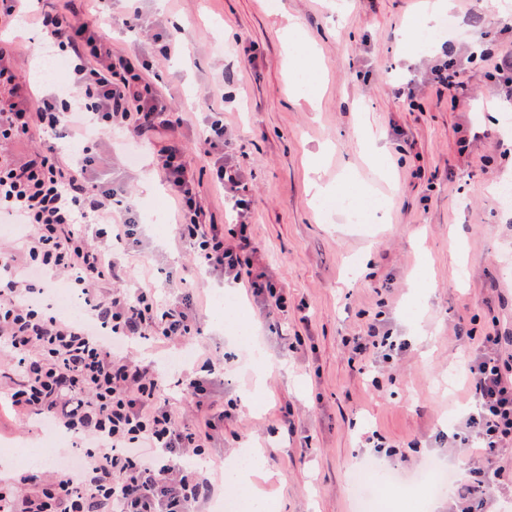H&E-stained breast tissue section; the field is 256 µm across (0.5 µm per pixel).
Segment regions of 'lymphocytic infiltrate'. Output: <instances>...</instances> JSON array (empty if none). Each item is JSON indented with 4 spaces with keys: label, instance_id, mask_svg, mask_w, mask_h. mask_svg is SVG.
<instances>
[{
    "label": "lymphocytic infiltrate",
    "instance_id": "lymphocytic-infiltrate-1",
    "mask_svg": "<svg viewBox=\"0 0 512 512\" xmlns=\"http://www.w3.org/2000/svg\"><path fill=\"white\" fill-rule=\"evenodd\" d=\"M34 2L0 0V25L21 18L36 26L65 60L67 86L35 96L16 74L17 47L0 37V223L21 228L15 244L0 250V350L16 374L6 388L13 409L78 435L84 460L77 471L24 476L20 490L0 486V512H203L218 486L199 463L215 432L239 419L240 409L232 402L213 406L208 385L216 366L207 359L175 382L208 411L205 422H189L166 394L157 361L129 356L132 345L184 343L200 328L192 295L160 297L136 285L114 256L116 246H137L139 218L125 189L101 178L99 140L118 132L133 144L157 145L176 208L173 235L194 266L249 288L277 316L288 314V290L255 269L254 199L226 152L223 124L205 132L207 173L184 161L183 115L155 80L157 61L188 53V42L176 32H153L142 0H124L117 17L110 0H97L91 15L77 0H57L52 11ZM114 25L143 34L155 46L153 60L113 53L105 30ZM35 132L38 143L16 154L15 145ZM63 139L70 153H62ZM207 181L222 188L233 223H217L204 204ZM46 280L81 299V317L55 309ZM475 344L474 405L463 428L478 461L467 478L455 479L448 498L483 504L512 442V336L492 327Z\"/></svg>",
    "mask_w": 512,
    "mask_h": 512
}]
</instances>
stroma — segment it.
Wrapping results in <instances>:
<instances>
[{"mask_svg": "<svg viewBox=\"0 0 512 512\" xmlns=\"http://www.w3.org/2000/svg\"><path fill=\"white\" fill-rule=\"evenodd\" d=\"M469 0H451L456 20L446 37L457 48L464 93L437 85L433 47L407 46L414 21L408 0H145L149 20L179 27L190 52L162 69L159 87L186 121L184 160L207 163L202 131L215 115L244 169L256 200L252 232L261 248L258 270L282 280L293 307L287 320L265 317L243 290L189 267L172 236L173 204L153 158L135 154L122 135L101 139L104 175L131 188L141 214L135 270L164 287L163 268L186 267L199 295L204 356L224 367L212 386L215 404L254 387L263 395L243 405L240 421L215 434L211 452L224 461L237 445L263 449L265 490L279 512H353L350 480L375 455L371 434L397 446L383 466L415 471L432 456L456 473L465 459L448 447L471 408L470 344L453 335L456 322L483 334L491 322L512 331V209L493 187L512 175L504 145L512 74L489 77L472 56L489 43L512 50V0H494L480 21ZM314 48L313 99L296 89L295 55ZM403 80L413 99L395 94ZM223 92L213 103L206 91ZM387 145L391 183L366 161L370 142ZM324 150V182L352 180L367 215L363 224L326 222L310 188L309 153ZM232 294L262 356L252 359L216 296ZM405 340L392 368L353 358L349 341L371 320ZM307 338L287 351L286 338ZM294 412L291 434L271 433L281 406ZM37 417L0 404V479L56 467L78 446L64 435L43 445ZM40 452L30 464V452Z\"/></svg>", "mask_w": 512, "mask_h": 512, "instance_id": "1", "label": "stroma"}]
</instances>
